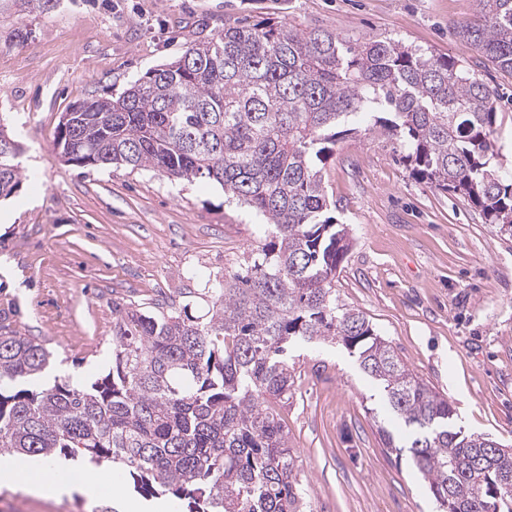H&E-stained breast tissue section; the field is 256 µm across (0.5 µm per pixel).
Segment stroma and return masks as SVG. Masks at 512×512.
<instances>
[{
	"label": "stroma",
	"instance_id": "35a3bbf8",
	"mask_svg": "<svg viewBox=\"0 0 512 512\" xmlns=\"http://www.w3.org/2000/svg\"><path fill=\"white\" fill-rule=\"evenodd\" d=\"M478 0H58L0 13V119L24 147L20 186L0 201V327L53 354L41 387L86 382L112 350V305L175 297L235 271L267 226L208 181L148 170L79 168L54 146L74 105L119 96L148 69L224 26L270 18L362 41L400 39L473 63L457 29ZM27 34L18 40L16 30ZM502 95L496 163L512 174V78L481 68ZM396 141L340 140L323 168L330 213L351 248L336 295L456 411L468 434L512 445V238L463 199L415 179ZM297 382L279 410L303 464L311 512H437L380 387L339 344L292 351ZM96 496L43 498L0 484V512H139L121 472L85 468Z\"/></svg>",
	"mask_w": 512,
	"mask_h": 512
}]
</instances>
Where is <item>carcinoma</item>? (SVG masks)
<instances>
[{
	"mask_svg": "<svg viewBox=\"0 0 512 512\" xmlns=\"http://www.w3.org/2000/svg\"><path fill=\"white\" fill-rule=\"evenodd\" d=\"M52 0H0L45 11ZM458 35L512 76V0H479ZM498 92L477 71L400 40L353 42L266 19L226 26L117 97L70 109L54 145L78 166L210 180L270 230L238 270L185 288L183 303L112 305V367L88 384L23 387L49 364L0 333V454L122 467L141 496L182 512H305L299 456L277 406L296 380L290 348L341 343L383 388L440 512H512V448L454 424L455 410L363 313L336 300L350 241L329 215L323 166L349 124L400 143L413 175L478 207L512 237V179L495 158ZM23 147L0 139V198ZM208 304L204 316L193 303Z\"/></svg>",
	"mask_w": 512,
	"mask_h": 512,
	"instance_id": "obj_1",
	"label": "carcinoma"
}]
</instances>
